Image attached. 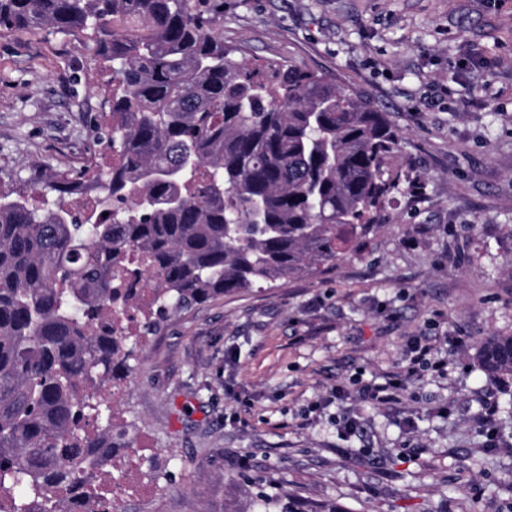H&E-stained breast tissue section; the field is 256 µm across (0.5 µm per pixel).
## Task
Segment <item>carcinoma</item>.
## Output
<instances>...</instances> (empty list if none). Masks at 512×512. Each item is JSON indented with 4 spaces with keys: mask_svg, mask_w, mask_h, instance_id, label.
I'll use <instances>...</instances> for the list:
<instances>
[{
    "mask_svg": "<svg viewBox=\"0 0 512 512\" xmlns=\"http://www.w3.org/2000/svg\"><path fill=\"white\" fill-rule=\"evenodd\" d=\"M195 0H0V38L90 32L112 70V148L0 191V512H66L112 459V419L88 412L129 371L112 298L129 266L157 274L159 312L272 288L339 261L397 190L388 116L322 74L255 65L224 46ZM479 369L512 393V335Z\"/></svg>",
    "mask_w": 512,
    "mask_h": 512,
    "instance_id": "1",
    "label": "carcinoma"
}]
</instances>
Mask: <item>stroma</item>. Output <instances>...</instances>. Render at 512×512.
I'll return each mask as SVG.
<instances>
[{"mask_svg": "<svg viewBox=\"0 0 512 512\" xmlns=\"http://www.w3.org/2000/svg\"><path fill=\"white\" fill-rule=\"evenodd\" d=\"M212 29L388 113L400 191L336 265L170 313L135 347L112 408L159 491L123 512H512V396L472 361L512 334V0H224ZM107 79L86 35L0 38L1 187L111 163L89 135ZM414 341L447 372L365 400L352 378L405 372Z\"/></svg>", "mask_w": 512, "mask_h": 512, "instance_id": "obj_1", "label": "stroma"}]
</instances>
